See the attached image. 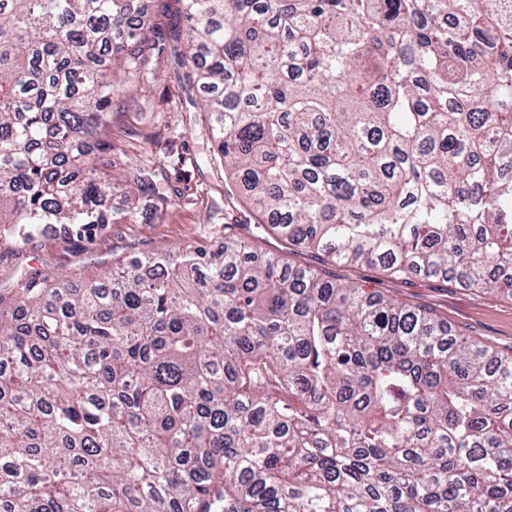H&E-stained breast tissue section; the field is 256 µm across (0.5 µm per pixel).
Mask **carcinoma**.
<instances>
[{
  "mask_svg": "<svg viewBox=\"0 0 512 512\" xmlns=\"http://www.w3.org/2000/svg\"><path fill=\"white\" fill-rule=\"evenodd\" d=\"M279 240L512 294V0H174ZM141 0H0V224L88 236ZM0 512H512V358L251 238L0 292Z\"/></svg>",
  "mask_w": 512,
  "mask_h": 512,
  "instance_id": "1",
  "label": "carcinoma"
}]
</instances>
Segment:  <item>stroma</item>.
<instances>
[{
    "label": "stroma",
    "mask_w": 512,
    "mask_h": 512,
    "mask_svg": "<svg viewBox=\"0 0 512 512\" xmlns=\"http://www.w3.org/2000/svg\"><path fill=\"white\" fill-rule=\"evenodd\" d=\"M153 75L141 88L112 95L108 137L112 159L120 168H142L153 184L168 194L171 205L160 214L142 207L138 221L125 223L120 198L106 201L111 215L91 238H70L42 230L20 239L0 230V289L15 288L35 275L91 278L111 268L118 258H131L196 243L219 249L224 227H256L252 209L230 196L224 169L212 165V150L198 97L184 88V70L170 52L153 54ZM292 265L319 268L336 279L424 308L449 329L512 356V295L460 286L452 279L414 276L396 278L372 265H337L312 251L285 250Z\"/></svg>",
    "instance_id": "1"
}]
</instances>
